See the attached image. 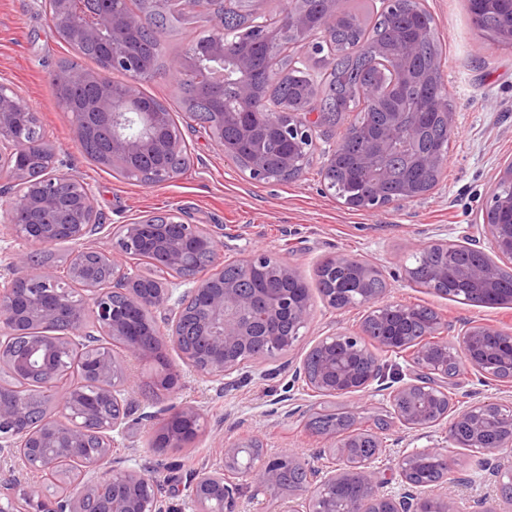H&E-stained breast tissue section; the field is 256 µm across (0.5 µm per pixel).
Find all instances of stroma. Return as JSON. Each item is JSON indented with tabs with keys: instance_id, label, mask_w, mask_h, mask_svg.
Returning <instances> with one entry per match:
<instances>
[{
	"instance_id": "35a3bbf8",
	"label": "stroma",
	"mask_w": 512,
	"mask_h": 512,
	"mask_svg": "<svg viewBox=\"0 0 512 512\" xmlns=\"http://www.w3.org/2000/svg\"><path fill=\"white\" fill-rule=\"evenodd\" d=\"M421 2L435 20L442 45L441 71L456 132L433 190L379 210H357L324 185L321 170L333 142L324 128L316 130L301 176L278 183L251 181L214 147L200 123L182 111L179 82L166 73L141 82L140 90L170 107L187 148V169L162 185L113 177L85 157L72 113L55 98L50 75L73 51L48 27L42 0H0V81L35 107L59 158L91 189L93 205L106 226L94 237L98 246H107L111 232L140 216L176 210L184 221L213 232L222 263H233L242 250H261L292 265L308 285L312 315L300 341L277 360L245 363L232 384L201 377L173 352L169 359L177 384L154 397L148 391L150 362H129L133 380L126 399L136 413L153 412L175 401L195 405L203 414V434L184 450L158 452L150 445L148 427L141 424L117 437L112 449L123 467L170 477L164 498L172 512L194 510L186 486L190 474L215 467L224 444L255 434L269 454L288 451L323 467L333 465L334 439L309 427L322 401L294 381L293 371L320 336L359 328L363 312L340 313L323 302L316 270L324 257L348 254L375 264L388 282L389 300L432 308L443 321L457 326L478 321L512 331V303L462 304L402 277L403 268L412 263L410 243L457 241L476 233L482 222L481 201L512 161V45L491 42L474 28L467 0ZM360 405L362 428H372L378 417L390 422L384 433L388 452L375 466L393 490L401 488L396 473L400 452L447 447L445 426L406 431L393 421L386 396L368 395ZM449 455L452 473L447 490L460 508L493 493L492 477L478 469L471 451L455 448Z\"/></svg>"
}]
</instances>
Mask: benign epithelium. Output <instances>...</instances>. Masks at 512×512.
Listing matches in <instances>:
<instances>
[{"label": "benign epithelium", "mask_w": 512, "mask_h": 512, "mask_svg": "<svg viewBox=\"0 0 512 512\" xmlns=\"http://www.w3.org/2000/svg\"><path fill=\"white\" fill-rule=\"evenodd\" d=\"M45 16L54 32H62L74 44L103 43L113 46L104 65L95 70L73 67L52 74L56 86H88L97 90L92 113H78L77 138L84 142L97 131L104 133L112 162L132 167L139 159L152 155L159 146L178 152V139L160 138L167 124L164 113L145 103L139 89L140 62L123 43L127 28L146 26L139 13H117L112 0H48ZM213 31L209 39L197 44L171 63L180 76H191L205 90L220 91L224 82L212 74L209 62L227 54V31L216 17H211ZM309 18L290 8L277 18L274 27H259L254 38L266 41L274 35H294L307 45L309 55L323 52V42L308 35ZM411 44L399 55V75L394 86H371L362 98L380 102L412 79L409 70ZM234 67L241 77L237 100L241 108L231 113L237 121V137L224 138V124L208 129L213 144L224 156L238 159L239 142L254 138L260 131L273 134L291 150L276 158L256 151L247 159L246 177L252 181L279 182L297 173L301 167L304 143L313 141L320 124V113L304 98L294 110L266 111L249 79L252 59L239 53ZM129 74L123 94L105 93L113 72ZM419 112H396L371 137L357 127L365 141L358 164L373 184V191L363 192L347 203L355 209L378 210L394 202L422 196L421 185L408 182L396 193L384 190L388 179L387 156L403 143L410 149L420 138ZM35 108L20 98L9 86L0 83V181L15 187L14 201L6 223L12 234L31 247L67 242L74 245L66 275L38 266L32 254L18 252L0 276V366L18 380H34L26 393L0 386V456L18 455L33 470L55 478L76 476L77 493L52 494L42 485L16 489L10 483L0 485V512H170L164 506L163 487L153 475L122 468L112 458L113 433H123L130 407L122 394L129 376L112 350L117 343L127 357L135 360L157 358L158 347L167 341L182 362L204 377H229L248 361L274 359L272 340L279 337L276 325L288 316L293 332L284 337L281 348H289L300 338V330L311 317V299L292 298L280 288H267L253 282L260 272L265 281L277 283L299 279L298 273L263 251L252 250L238 262L241 272L236 281L223 280L224 271L209 279L185 286L182 277L151 283L118 269L116 258L130 254L132 246L144 258L162 257L166 269L176 271L190 265L191 246L202 240L215 247L211 232L197 224H187L173 213L148 215L125 225L122 236H112L109 249L90 244L89 238L104 225L93 212L92 193L75 175L60 170L63 162L43 140L32 139ZM412 163L433 172L442 167L440 154H415ZM44 166L38 179L29 176L34 165ZM483 229L491 250L481 238L465 237L459 248L477 256L474 262L460 264L454 277L464 302L476 297L487 305L512 302L496 288L501 268L498 259L512 258V161L500 172L496 184L487 192L482 206ZM336 268L342 274L345 291L328 288L323 301L338 312L368 310L369 321L358 333L335 330L321 337L309 350L295 378H304L319 396L365 395L375 393L374 383L381 370L380 358L363 342L368 336L387 352L409 349L412 363L420 371L411 381L389 393L395 418L408 429H427L448 424V441L483 455L482 467L495 478L500 494L512 500V399L495 401L476 399L459 404L445 389L425 377L448 379V366L467 373L480 384L512 380V331H504L473 322L456 336L450 346L435 337L448 332V326L435 319L428 323L425 335H411L414 308L384 299L366 287L375 268L349 255L336 256ZM142 310L164 312L166 331L152 324L148 333L139 330L138 313ZM43 325L42 335L30 341L18 354L7 345L16 336H27L32 323ZM93 323L109 343H99L85 355L81 373L69 377L63 358L73 349L87 344L88 323ZM318 362L317 372L308 373L310 360ZM66 385L54 413L38 417L31 404L37 400L42 409L52 405L51 390ZM151 433H161L179 419L193 423L200 419L199 409L187 403L172 402L159 413L147 415ZM361 434L350 431L339 439L334 454L337 468L325 473L309 461L292 455L269 456L257 436L226 445L218 470L196 473L188 485L196 512H241L240 484L247 481L257 487L280 486L282 461L288 468L304 472L301 490L305 509L287 508V512H334L332 493L338 487H350L355 494L343 512H421V504L430 500L434 512H457L451 495L437 497L426 490L439 481L418 475L419 457H444L439 449L428 448L400 456L397 470L403 483L400 492L383 491V481L374 468L375 455L355 451Z\"/></svg>", "instance_id": "1"}]
</instances>
